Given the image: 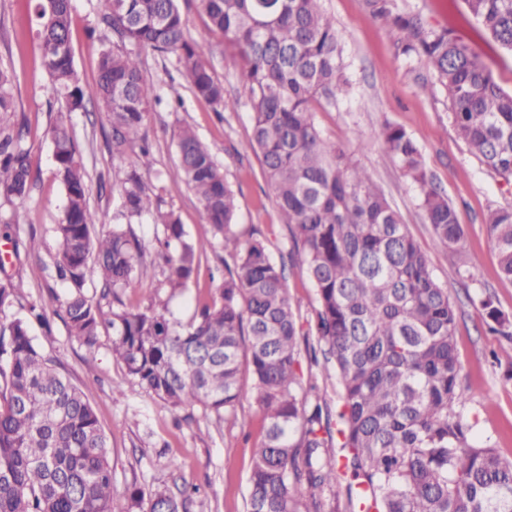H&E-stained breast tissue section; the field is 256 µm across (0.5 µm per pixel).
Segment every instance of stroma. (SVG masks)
I'll return each mask as SVG.
<instances>
[{
  "label": "stroma",
  "instance_id": "1",
  "mask_svg": "<svg viewBox=\"0 0 512 512\" xmlns=\"http://www.w3.org/2000/svg\"><path fill=\"white\" fill-rule=\"evenodd\" d=\"M193 38L211 48L214 78L229 99L246 91L238 78L233 50L221 34L209 31L199 0H177ZM401 9L420 15L436 30H447L468 43L505 91H512V53L495 42L469 11L465 0H399ZM326 13L345 39V57L352 87L336 104L317 107L315 120L329 142L342 145L359 166L384 190L404 224L425 252L437 281L447 288L458 310L456 344L462 364L461 384L467 401L465 415L473 422L475 441H492L500 455L512 459V341L489 329L490 300L512 317V281L502 277L485 218L490 210L512 204V181H505L472 156L449 118L444 88L430 68L397 57L393 38L369 10L366 0H324ZM97 20L96 0H74L72 53L81 84H95L101 45L89 38ZM0 65L12 69L14 109L0 114L5 121L26 126L35 180L22 200L0 196V278L11 277L20 295L7 310L8 318L26 317L30 304L46 309L50 325H32L31 334L56 362L58 370L79 386L91 403L107 438V454L116 494L112 512H139L124 493L134 485L144 493L192 483L200 491L188 512H246L247 482L252 455L264 439L261 412L255 396H247L234 415L217 417L197 408L192 418L172 411L149 396L112 356V336H99L94 351L70 336L57 299L67 285L57 278L54 261L59 244L55 234L65 206V192L54 175L53 149L47 131L57 112L66 108L42 67V48L34 10L27 0H0ZM144 75L162 101L147 118L151 143L148 156L129 151L125 163L141 171L150 191L164 208L174 210L192 239L208 237L201 205L192 190L174 186L170 172L177 164V132L193 127L209 147L236 193L238 231L248 239L261 227L274 258L287 256L288 227L282 224L272 188L260 160L249 145L250 118L245 107L214 112L195 98L169 54L144 55ZM178 88L184 105L166 102ZM407 131L420 145L424 164L454 205L464 230L460 257H451L425 221L418 195L393 157L378 139L384 124ZM73 132L90 172L89 202L104 219L120 207L112 186V127L104 112L76 113ZM22 212L14 222V212ZM224 257L221 246L207 248L195 280L185 293L170 296L157 280L127 289V306L147 304L148 296L167 303L175 319H191L206 301L210 273ZM465 259L473 273L470 288H461L455 272Z\"/></svg>",
  "mask_w": 512,
  "mask_h": 512
}]
</instances>
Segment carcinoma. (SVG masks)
I'll list each match as a JSON object with an SVG mask.
<instances>
[{
  "label": "carcinoma",
  "instance_id": "cac0c4a2",
  "mask_svg": "<svg viewBox=\"0 0 512 512\" xmlns=\"http://www.w3.org/2000/svg\"><path fill=\"white\" fill-rule=\"evenodd\" d=\"M323 0H200L211 29L236 49L246 100L224 97L207 46L188 35L177 0H97L100 77L80 84L73 65L71 0H37L42 66L65 98L49 128L66 204L56 233V269L69 285L60 300L70 335L91 348L112 331V355L127 375L170 409L201 406L231 414L248 393L259 403L264 440L255 449L247 512H512V461L472 440L461 413L458 315L400 214L346 149L327 142L315 106L350 88L344 44ZM393 37L396 55L430 67L451 104L458 136L481 163L512 177V93L471 46L426 26L397 0H366ZM495 41L512 52V0H466ZM171 53L192 93L218 112L243 105L251 146L288 225L289 259L317 295L303 330L288 294L285 264L255 230H236L234 190L197 132L177 133L171 175L197 196L211 238L190 239L152 198L135 167L114 171L121 209L106 231L89 206V174L70 114L102 109L112 123V156L150 151L145 127L161 100L143 75L142 54ZM14 74L0 66V113L12 112ZM380 138L418 192L436 238L460 254L462 225L403 128ZM34 177L23 124L0 121V196L26 197ZM161 227L162 286L189 287L200 256L216 241L224 276L185 324L152 301L126 306L122 292L149 274L131 221ZM503 277L512 280V204L486 220ZM101 285L99 295L88 285ZM18 291L0 280V313ZM112 300L105 313L101 301ZM488 308L491 330L512 336V319ZM336 372V411L312 399L297 372L300 342ZM251 375L252 384L243 381ZM0 512H112L115 492L106 437L84 392L56 368L22 319L0 321ZM340 454L330 452L331 446ZM351 482L342 486L338 471ZM149 497L142 512H187L189 491Z\"/></svg>",
  "mask_w": 512,
  "mask_h": 512
}]
</instances>
